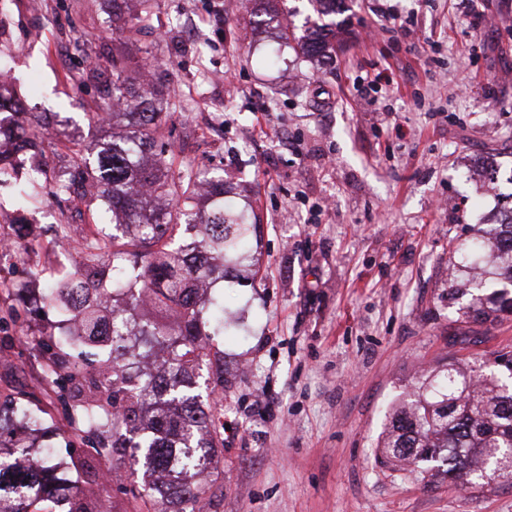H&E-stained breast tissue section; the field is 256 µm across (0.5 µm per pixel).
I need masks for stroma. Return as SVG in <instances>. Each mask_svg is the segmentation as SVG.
Listing matches in <instances>:
<instances>
[{
  "label": "stroma",
  "instance_id": "1",
  "mask_svg": "<svg viewBox=\"0 0 512 512\" xmlns=\"http://www.w3.org/2000/svg\"><path fill=\"white\" fill-rule=\"evenodd\" d=\"M101 2L0 0V65L54 132L22 170L36 184L28 205L0 189V237L28 243L22 262H0V411L38 418L30 459L54 449L71 486L86 481L77 462L113 472V512H131L143 481L135 458L116 472L74 438L45 381L60 315L35 299L72 267L57 224L77 240L92 222L56 195L68 140L127 129L89 118L112 78L86 61L117 52L157 59L155 80L196 101L156 149L223 169L227 197L257 222L248 259L210 292L237 328L210 339L224 446L204 467L205 512H512V478L460 490L375 462L392 405L421 374L512 354V318L467 328L448 297L450 260L512 196V0H475L477 29L455 0H346L347 34L319 65L254 31L241 0H157L156 30L135 45L115 38ZM388 12L408 36L384 32ZM273 50L277 65L261 67ZM380 70L391 83L364 85ZM477 156L499 182L471 176ZM23 331L46 350L22 345Z\"/></svg>",
  "mask_w": 512,
  "mask_h": 512
}]
</instances>
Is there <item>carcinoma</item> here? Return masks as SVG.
<instances>
[{
	"label": "carcinoma",
	"instance_id": "cac0c4a2",
	"mask_svg": "<svg viewBox=\"0 0 512 512\" xmlns=\"http://www.w3.org/2000/svg\"><path fill=\"white\" fill-rule=\"evenodd\" d=\"M112 18L123 19L121 37L132 42L154 29L151 0H110ZM319 5L314 30L295 36L288 25L286 0H245L244 8L260 18L258 26L272 29L278 40L296 41L310 58L328 56L334 50L329 36L336 23L326 17L336 13V0H312ZM154 67L144 62L138 70L128 68L120 57H112V98L103 101L92 120L99 126L118 116H127L132 129L123 136L74 142L72 169L58 179L63 195L100 201L97 218L112 215V240L87 239L75 247L83 253L65 279L49 282L40 295L42 302H64L63 320L68 326L55 341L59 350L84 343L112 348V370L99 380H87L72 367L67 375L48 377L58 387V398L74 424V436L82 443L98 438L96 452L112 455V466L122 465L117 449L132 446L140 452L147 472L178 478L206 463L212 450L224 447V433L211 425V416L195 403L186 381L187 368L211 362L209 326L224 330L228 324L224 304L203 300L197 285L215 280L224 264L248 257L252 228L245 211L224 200V177L209 176L208 204L202 205V169L192 162L173 167L170 158L152 151L156 133L169 116L168 109L187 110L188 103L169 88L147 89L146 75ZM23 107L12 85L0 81V113ZM14 150L34 160L44 150L47 133L40 124L23 121L11 133ZM12 185L23 204L35 185L17 182L16 165L0 151V186ZM181 224L198 228L189 245L171 246L168 233ZM203 250L211 262L189 263L187 251ZM112 252V268L103 277L100 261ZM473 265L484 263L489 281L471 291L472 280H453L448 295L456 300L470 296L462 308L461 323H483L512 315V223L492 224L481 240L471 246ZM148 292L150 303L161 316L139 321L121 306L132 288ZM178 309L182 321L171 324L168 313ZM163 336L172 341L166 377L160 388L163 408L153 417V428L166 436L180 438L188 425L205 427L203 453L185 444L158 440L131 443L124 433L136 432L139 421L140 383H134L128 367L139 362V337ZM488 375H476L467 363L441 365L422 378L414 390L395 405L378 445L376 463L393 471L408 470L429 483L438 480L461 487L484 484L493 471L512 477V356L497 354ZM121 425L108 426L109 418ZM112 428V444L104 442L106 428ZM30 451L18 443L9 455H0V512H28L20 504L29 499V477L16 472L13 462ZM189 512H203L206 488L196 483L182 486ZM140 501L138 512H164L159 499L146 490L132 489ZM69 512H111L107 493L88 501L71 492Z\"/></svg>",
	"mask_w": 512,
	"mask_h": 512
}]
</instances>
